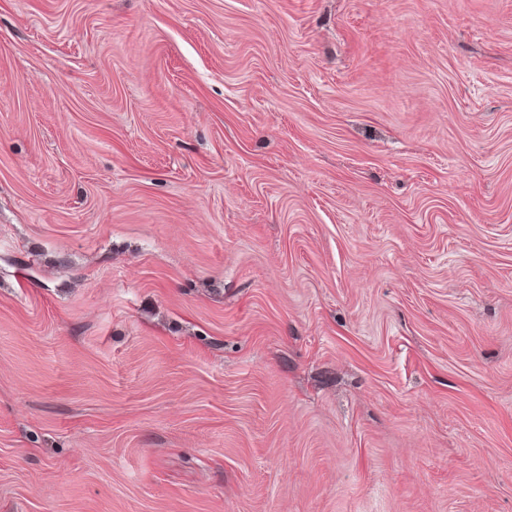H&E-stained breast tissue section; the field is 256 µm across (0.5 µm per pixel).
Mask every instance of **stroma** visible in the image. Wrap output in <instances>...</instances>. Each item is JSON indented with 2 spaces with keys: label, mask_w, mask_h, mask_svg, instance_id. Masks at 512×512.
<instances>
[{
  "label": "stroma",
  "mask_w": 512,
  "mask_h": 512,
  "mask_svg": "<svg viewBox=\"0 0 512 512\" xmlns=\"http://www.w3.org/2000/svg\"><path fill=\"white\" fill-rule=\"evenodd\" d=\"M0 512H512V0H0Z\"/></svg>",
  "instance_id": "35a3bbf8"
}]
</instances>
